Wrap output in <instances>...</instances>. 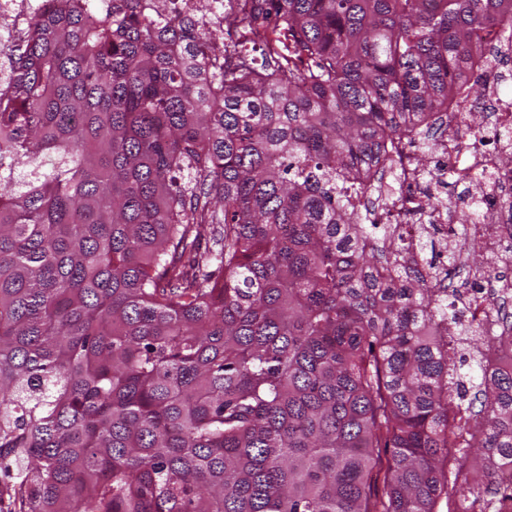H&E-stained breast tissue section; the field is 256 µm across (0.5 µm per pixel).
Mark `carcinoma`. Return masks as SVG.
I'll list each match as a JSON object with an SVG mask.
<instances>
[{"instance_id": "carcinoma-1", "label": "carcinoma", "mask_w": 512, "mask_h": 512, "mask_svg": "<svg viewBox=\"0 0 512 512\" xmlns=\"http://www.w3.org/2000/svg\"><path fill=\"white\" fill-rule=\"evenodd\" d=\"M139 2L0 35V512H440L459 454L512 467V373L452 397L448 292L359 208L512 0H228L220 54Z\"/></svg>"}]
</instances>
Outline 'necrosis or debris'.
Instances as JSON below:
<instances>
[{
    "instance_id": "1",
    "label": "necrosis or debris",
    "mask_w": 512,
    "mask_h": 512,
    "mask_svg": "<svg viewBox=\"0 0 512 512\" xmlns=\"http://www.w3.org/2000/svg\"><path fill=\"white\" fill-rule=\"evenodd\" d=\"M143 11L162 18H193L196 25L207 28L224 20L223 0H208L205 11H198L196 0H142ZM508 52L503 48L488 53V78L483 84L482 97L493 110V120L475 135L464 132L470 118L465 112L444 114L442 137L435 148V162L430 175L431 190H439L450 175L483 174L484 180L472 184L476 194L497 198L512 192V101L499 95L496 73ZM391 223L401 225L407 241L414 242L420 233H435L449 238L451 244L466 247L468 241L479 240L491 249L512 241V211L494 208L485 223L466 225L456 236H449L448 226L455 218L447 210L429 211L419 220L400 206L397 197H390L384 206ZM465 323L478 326L482 332L481 350L491 368L512 372V351L502 350L497 342L501 328L498 304L512 297V279L500 278L478 282L465 291Z\"/></svg>"
}]
</instances>
